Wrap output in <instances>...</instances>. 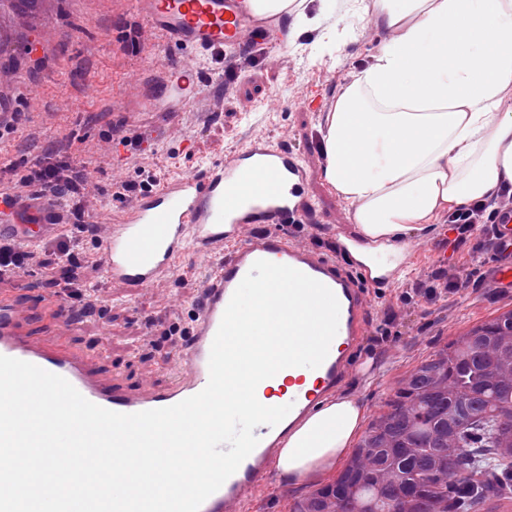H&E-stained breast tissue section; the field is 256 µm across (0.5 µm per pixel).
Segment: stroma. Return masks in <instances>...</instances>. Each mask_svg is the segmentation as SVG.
<instances>
[{
	"instance_id": "obj_1",
	"label": "stroma",
	"mask_w": 512,
	"mask_h": 512,
	"mask_svg": "<svg viewBox=\"0 0 512 512\" xmlns=\"http://www.w3.org/2000/svg\"><path fill=\"white\" fill-rule=\"evenodd\" d=\"M310 15H320L316 27L302 32L295 44L277 50L275 57L257 56L254 65L228 76L218 56H194L171 47L148 31L138 0H56L50 28L43 39L32 32L14 53L24 61L9 101L0 104V123L13 133L0 139V184L44 160L49 151L62 150L66 161L82 172L73 201L85 213L120 214L124 197L115 184L140 183L153 176L163 183L189 170L246 146L270 139L303 154L320 153V134L328 114L302 108L300 98L310 87L322 88L327 106L333 105L359 66L374 62L386 31L367 20L371 0H300ZM43 58L30 70L27 62ZM188 63L203 79L192 91L191 104L176 122L166 113L148 111L140 101L142 74L156 66L174 71ZM95 93L86 96L87 83ZM39 108L28 106L31 94ZM126 136L123 164H114L110 142ZM149 148H142V141ZM313 210L306 223L293 225L297 242L335 256L350 274L361 270L346 250L337 248V225L357 233L350 203L323 177L311 187ZM456 238L436 221L407 236L411 248L407 269L385 288H367L368 320L343 392L356 394L373 420L399 381L439 348L512 309V292L487 277L491 249L489 231H475L466 247L449 251L439 263L433 250L442 236ZM209 259L187 255L160 282L133 292L112 284L102 268H87L88 285L100 302L93 313L80 314L68 335L72 348L100 352L103 375L119 373L129 387L145 380L164 384L161 363L175 355L166 338L170 328L188 332L197 314L203 273ZM471 276L469 288L442 294L428 303L412 292L420 282ZM337 472L291 483L280 475L264 481L244 512H293L312 492L333 483Z\"/></svg>"
}]
</instances>
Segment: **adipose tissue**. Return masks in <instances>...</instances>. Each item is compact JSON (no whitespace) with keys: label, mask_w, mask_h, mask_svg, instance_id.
<instances>
[{"label":"adipose tissue","mask_w":512,"mask_h":512,"mask_svg":"<svg viewBox=\"0 0 512 512\" xmlns=\"http://www.w3.org/2000/svg\"><path fill=\"white\" fill-rule=\"evenodd\" d=\"M372 10L390 38L336 99L323 177L385 265L408 232L512 186V0H373ZM362 422L355 395L320 402L281 448L279 472L295 482L328 471Z\"/></svg>","instance_id":"ef3b65f1"}]
</instances>
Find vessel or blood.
<instances>
[{
    "instance_id": "1",
    "label": "vessel or blood",
    "mask_w": 512,
    "mask_h": 512,
    "mask_svg": "<svg viewBox=\"0 0 512 512\" xmlns=\"http://www.w3.org/2000/svg\"><path fill=\"white\" fill-rule=\"evenodd\" d=\"M147 24L167 42L194 54L241 58L250 55L260 37H283L277 27L258 25L244 0H138ZM195 74L159 72L155 95L164 109L177 114L188 104ZM315 174L300 151L258 141L213 160L204 170L141 191L126 203L119 217L96 215L105 224L100 263L107 279L138 290L168 276L187 254L216 255L203 281L198 314L185 344L166 359L164 385L152 382L126 388L119 375L102 377L92 355L47 342L30 333L25 297L30 286L22 276L0 281V355L32 363L67 379L90 402L124 414L174 405L202 391L209 380L211 346L224 311L253 263L267 260L291 266L321 282L339 305L338 331L324 362L315 369L289 368L285 388H264L289 404V414L276 426L255 428L259 443L221 488L207 498L200 512H232L260 487L277 461L288 433L341 386L351 356L364 333L368 303L358 282L335 258L294 241L283 225L304 223L312 209L309 184ZM67 212L45 196L0 190V242L36 245L47 230L73 223ZM262 232L244 236L245 228ZM494 259L490 277L512 288V204L501 208L492 227ZM48 315L59 335L73 326L72 313L57 295L46 299Z\"/></svg>"
}]
</instances>
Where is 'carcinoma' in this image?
I'll list each match as a JSON object with an SVG mask.
<instances>
[{"label": "carcinoma", "mask_w": 512, "mask_h": 512, "mask_svg": "<svg viewBox=\"0 0 512 512\" xmlns=\"http://www.w3.org/2000/svg\"><path fill=\"white\" fill-rule=\"evenodd\" d=\"M0 0V50L47 28ZM18 60H0V100ZM336 482L295 512H482L512 498V310L437 350L402 379Z\"/></svg>", "instance_id": "1"}]
</instances>
